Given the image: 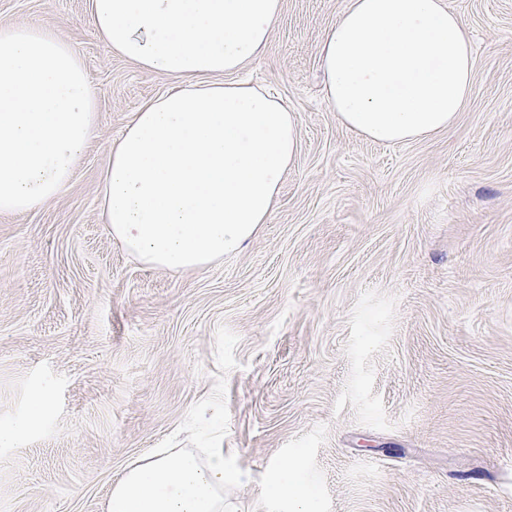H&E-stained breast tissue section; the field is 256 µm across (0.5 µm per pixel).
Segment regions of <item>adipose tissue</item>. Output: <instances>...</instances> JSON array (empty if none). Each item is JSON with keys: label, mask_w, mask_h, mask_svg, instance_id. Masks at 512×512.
<instances>
[{"label": "adipose tissue", "mask_w": 512, "mask_h": 512, "mask_svg": "<svg viewBox=\"0 0 512 512\" xmlns=\"http://www.w3.org/2000/svg\"><path fill=\"white\" fill-rule=\"evenodd\" d=\"M109 53L176 78L110 146L100 208L138 260L197 269L267 223L299 152L292 112L234 75L264 53L282 0H87ZM326 99L369 140L447 130L475 83L471 38L446 0H348L319 49ZM224 450L156 451L114 483L106 512H224Z\"/></svg>", "instance_id": "adipose-tissue-1"}]
</instances>
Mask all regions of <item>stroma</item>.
Returning a JSON list of instances; mask_svg holds the SVG:
<instances>
[{"label": "stroma", "instance_id": "obj_1", "mask_svg": "<svg viewBox=\"0 0 512 512\" xmlns=\"http://www.w3.org/2000/svg\"><path fill=\"white\" fill-rule=\"evenodd\" d=\"M348 0H283L240 79L300 129L268 223L194 270L135 260L99 207L111 144L175 81L109 55L87 0H0L82 59L97 134L71 183L0 214V512H105L125 467L217 436L224 512H512V0H447L473 37L455 124L381 144L339 121L319 45Z\"/></svg>", "mask_w": 512, "mask_h": 512}]
</instances>
